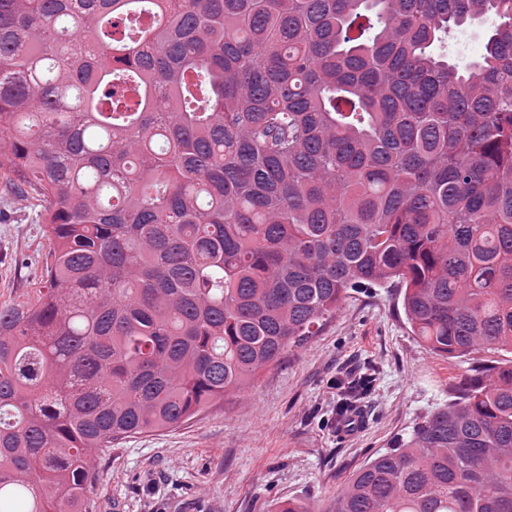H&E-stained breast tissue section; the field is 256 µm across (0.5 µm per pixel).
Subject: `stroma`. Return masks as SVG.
Returning a JSON list of instances; mask_svg holds the SVG:
<instances>
[{"label":"stroma","instance_id":"stroma-1","mask_svg":"<svg viewBox=\"0 0 512 512\" xmlns=\"http://www.w3.org/2000/svg\"><path fill=\"white\" fill-rule=\"evenodd\" d=\"M491 27L487 18L452 28L449 61L467 67ZM47 251L33 200L0 180V304L36 291ZM475 361L438 355L413 336L398 285L352 290L243 397L115 442L97 459L90 512H274L288 499L329 512L350 475L447 403ZM368 369L374 387L353 401L363 425L342 436L336 380Z\"/></svg>","mask_w":512,"mask_h":512}]
</instances>
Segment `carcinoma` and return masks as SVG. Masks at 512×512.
Segmentation results:
<instances>
[{
  "label": "carcinoma",
  "mask_w": 512,
  "mask_h": 512,
  "mask_svg": "<svg viewBox=\"0 0 512 512\" xmlns=\"http://www.w3.org/2000/svg\"><path fill=\"white\" fill-rule=\"evenodd\" d=\"M0 135L49 242L0 306V512H85L98 451L244 393L353 288L512 353V0H0ZM331 512H512V360ZM493 16L453 27L448 36V60L460 70L467 67L480 53L491 31Z\"/></svg>",
  "instance_id": "cac0c4a2"
}]
</instances>
